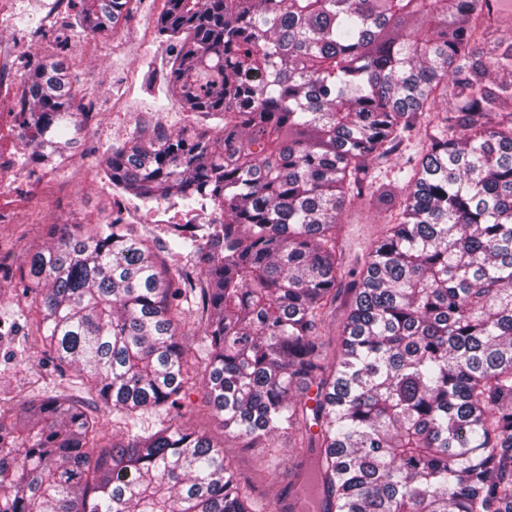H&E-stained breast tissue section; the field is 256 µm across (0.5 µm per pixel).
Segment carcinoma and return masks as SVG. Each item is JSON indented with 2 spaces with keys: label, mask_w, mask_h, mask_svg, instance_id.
I'll return each mask as SVG.
<instances>
[{
  "label": "carcinoma",
  "mask_w": 512,
  "mask_h": 512,
  "mask_svg": "<svg viewBox=\"0 0 512 512\" xmlns=\"http://www.w3.org/2000/svg\"><path fill=\"white\" fill-rule=\"evenodd\" d=\"M129 0H76L84 35ZM491 0H167L168 83L202 129L133 135L101 171L142 199L208 198L219 224H168L200 268L158 264L118 220L63 230L21 275L48 347L125 433L49 397L0 411V512H265L207 435L143 407H181L180 330L210 341L208 406L224 435L303 445L316 385L318 450L278 512H512V36L476 51ZM26 146L55 168L83 129L55 55L21 80ZM437 118L397 194L373 159ZM363 196L395 222L352 281L324 349L343 257L336 228Z\"/></svg>",
  "instance_id": "obj_1"
}]
</instances>
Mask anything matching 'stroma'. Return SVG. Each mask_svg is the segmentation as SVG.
Instances as JSON below:
<instances>
[{"mask_svg":"<svg viewBox=\"0 0 512 512\" xmlns=\"http://www.w3.org/2000/svg\"><path fill=\"white\" fill-rule=\"evenodd\" d=\"M163 9L159 0L153 5L146 21L150 32L146 38L124 21L113 31L97 34L94 42L87 44L76 37L74 26L68 21L32 48L15 41L0 55V77L18 78L33 60L62 54L66 67L79 81L80 92L95 94L103 108L102 131L70 152L52 179L50 201L38 203L21 223L0 229V242L14 250L17 271H27L32 254L53 243L59 228L84 232L89 225L113 217L129 224L134 235L149 240L158 262L174 270L189 267L185 253L169 251L167 235L149 222L138 198L113 192L100 173L102 157L127 145L135 131L172 132L197 120L166 84L175 51L155 32ZM131 68L139 70L143 80L135 87L127 108L113 111L112 89L123 82L125 70ZM428 145L427 136L421 132L405 138L396 154L374 161V181L402 187L406 161L421 157ZM388 220L387 212L361 200L345 209L336 237L344 254L346 273L359 272L360 259ZM28 304L19 280L0 283V405L17 411L49 396L89 401L86 388L60 371L57 359L37 335ZM182 414L185 427L210 435L223 448L226 459L259 500H268L295 482L305 449L292 447L282 435L252 444L225 436L220 419L205 403L200 378H193L188 385Z\"/></svg>","mask_w":512,"mask_h":512,"instance_id":"35a3bbf8","label":"stroma"}]
</instances>
